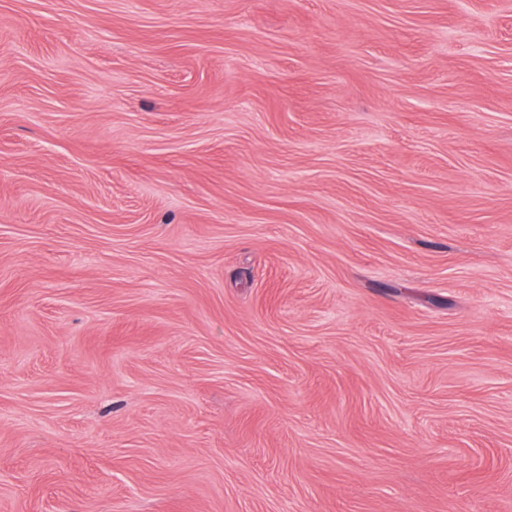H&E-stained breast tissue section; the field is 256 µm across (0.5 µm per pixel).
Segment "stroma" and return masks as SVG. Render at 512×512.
<instances>
[{
  "label": "stroma",
  "instance_id": "1",
  "mask_svg": "<svg viewBox=\"0 0 512 512\" xmlns=\"http://www.w3.org/2000/svg\"><path fill=\"white\" fill-rule=\"evenodd\" d=\"M0 512H512V0H0Z\"/></svg>",
  "mask_w": 512,
  "mask_h": 512
}]
</instances>
